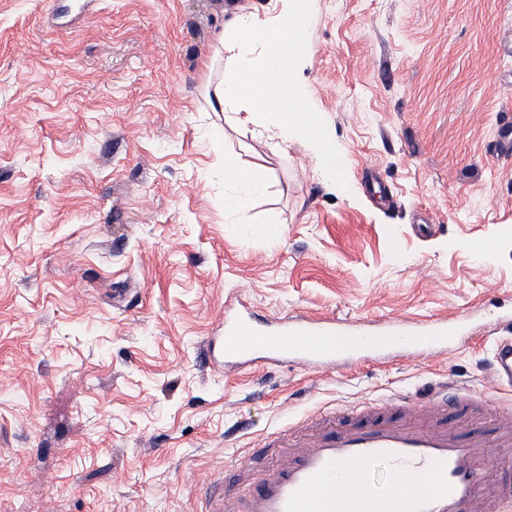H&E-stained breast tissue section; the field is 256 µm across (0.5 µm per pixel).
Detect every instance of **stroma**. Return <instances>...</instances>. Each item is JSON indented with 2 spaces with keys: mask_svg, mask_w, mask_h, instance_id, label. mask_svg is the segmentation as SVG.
I'll list each match as a JSON object with an SVG mask.
<instances>
[{
  "mask_svg": "<svg viewBox=\"0 0 512 512\" xmlns=\"http://www.w3.org/2000/svg\"><path fill=\"white\" fill-rule=\"evenodd\" d=\"M0 0V512H193L208 481L318 410L453 378L493 394L512 318V0H313L298 72L330 184L204 100L233 18L271 0ZM268 189L224 221L223 156ZM493 247L477 253L479 241ZM268 319L472 313L424 360L213 371L228 303ZM506 334L496 336L493 347L490 371L495 382L507 391L512 390V321L502 322ZM511 329V331H510Z\"/></svg>",
  "mask_w": 512,
  "mask_h": 512,
  "instance_id": "1",
  "label": "stroma"
}]
</instances>
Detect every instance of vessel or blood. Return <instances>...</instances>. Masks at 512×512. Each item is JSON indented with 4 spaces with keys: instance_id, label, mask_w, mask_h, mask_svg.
<instances>
[{
    "instance_id": "b4317fda",
    "label": "vessel or blood",
    "mask_w": 512,
    "mask_h": 512,
    "mask_svg": "<svg viewBox=\"0 0 512 512\" xmlns=\"http://www.w3.org/2000/svg\"><path fill=\"white\" fill-rule=\"evenodd\" d=\"M496 337L495 382L512 390V321ZM220 335L204 342L224 372L297 364L333 369L363 360L424 358L470 342L469 316L356 325L332 317L259 319L226 310ZM263 468L234 469L243 493L217 474L200 512H512V403L448 383L427 395L396 394L346 409L316 411L263 441Z\"/></svg>"
}]
</instances>
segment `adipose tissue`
I'll list each match as a JSON object with an SVG mask.
<instances>
[{
  "label": "adipose tissue",
  "mask_w": 512,
  "mask_h": 512,
  "mask_svg": "<svg viewBox=\"0 0 512 512\" xmlns=\"http://www.w3.org/2000/svg\"><path fill=\"white\" fill-rule=\"evenodd\" d=\"M310 0H272L265 16L240 14L221 36L216 49L224 60L223 78L213 91L225 120L246 119L277 138L281 146L297 142L315 156L322 176L335 181L341 162L327 128L303 109V91L295 80L309 55L303 46L302 22ZM226 213L243 212L265 193L259 166L224 162Z\"/></svg>",
  "instance_id": "adipose-tissue-1"
}]
</instances>
